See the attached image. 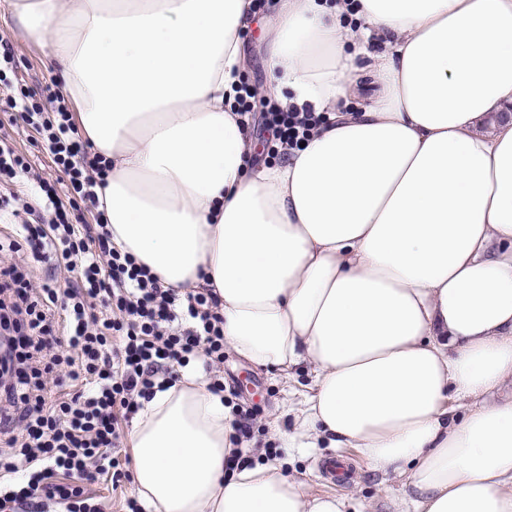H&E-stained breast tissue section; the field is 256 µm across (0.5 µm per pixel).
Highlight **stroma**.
I'll return each instance as SVG.
<instances>
[{
  "mask_svg": "<svg viewBox=\"0 0 512 512\" xmlns=\"http://www.w3.org/2000/svg\"><path fill=\"white\" fill-rule=\"evenodd\" d=\"M15 2L0 0V35L9 39L16 54L11 78L31 87L54 83L53 47L47 37L18 26ZM276 7V0H263L261 9L245 24L243 39L249 67L242 77L243 86L262 88L270 82L263 64L265 25ZM216 371L224 379L225 406L235 415L245 410L253 415L252 436L244 450L249 465L276 459L289 476L304 482L309 493L343 497L347 512H389V501L400 490L398 480L373 470L355 449H335L325 441L316 448L289 447L288 439L297 430L294 409L310 384V370L298 371L289 379L278 370L248 363L228 349ZM341 455L351 459L353 468L346 479L336 481L326 474L324 463Z\"/></svg>",
  "mask_w": 512,
  "mask_h": 512,
  "instance_id": "1",
  "label": "stroma"
}]
</instances>
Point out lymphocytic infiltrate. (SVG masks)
Returning a JSON list of instances; mask_svg holds the SVG:
<instances>
[{
    "label": "lymphocytic infiltrate",
    "instance_id": "lymphocytic-infiltrate-1",
    "mask_svg": "<svg viewBox=\"0 0 512 512\" xmlns=\"http://www.w3.org/2000/svg\"><path fill=\"white\" fill-rule=\"evenodd\" d=\"M10 124L33 129L70 191L89 200L93 220L71 211L0 134V180L32 181L28 219L17 235L33 258L53 262L65 282L34 283L18 264L0 265V324L15 336L12 380L0 400V502L15 512H103L87 489L111 472L123 422L156 389L200 363L214 393L224 361V318L214 296L163 287L137 267L107 229L98 191L108 168L95 157L54 85L21 87L5 100ZM277 145L298 146L319 121L312 112L264 113Z\"/></svg>",
    "mask_w": 512,
    "mask_h": 512
}]
</instances>
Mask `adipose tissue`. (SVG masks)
I'll list each match as a JSON object with an SVG mask.
<instances>
[{
    "instance_id": "obj_1",
    "label": "adipose tissue",
    "mask_w": 512,
    "mask_h": 512,
    "mask_svg": "<svg viewBox=\"0 0 512 512\" xmlns=\"http://www.w3.org/2000/svg\"><path fill=\"white\" fill-rule=\"evenodd\" d=\"M253 0H18L110 171L113 243L168 288H211L238 356L313 379L300 447L393 472L416 512H512V0H279L281 105L329 121L283 163L234 101ZM380 97L347 109L351 60ZM465 403L453 414L452 402ZM224 400L195 374L130 434L144 512H344L280 464L225 475ZM382 51L381 44L376 40L370 42L367 45V53L359 56L354 64L361 70V75L363 78V86L361 91H359L353 98L350 100V108H360L366 106L372 99L375 97L376 87H375V79L371 69L368 64L371 62V58Z\"/></svg>"
}]
</instances>
